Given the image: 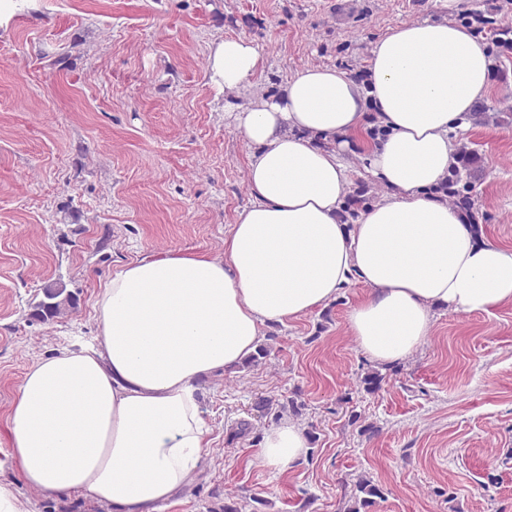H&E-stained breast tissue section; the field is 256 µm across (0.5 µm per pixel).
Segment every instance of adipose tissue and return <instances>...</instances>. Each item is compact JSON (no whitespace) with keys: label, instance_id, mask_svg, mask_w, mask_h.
Masks as SVG:
<instances>
[{"label":"adipose tissue","instance_id":"adipose-tissue-1","mask_svg":"<svg viewBox=\"0 0 512 512\" xmlns=\"http://www.w3.org/2000/svg\"><path fill=\"white\" fill-rule=\"evenodd\" d=\"M491 67L470 28L398 23L376 42L366 82L304 66L276 93L230 105L253 149L254 202L223 259L170 252L116 273L98 295L96 348L60 351L26 373L9 416L12 467L44 494L155 512L205 446L197 382L248 357L263 323L311 313L357 278L370 291L349 330L373 360L392 364L424 343L433 306L471 314L512 301V248L479 240L433 193L455 162L451 132L491 92ZM209 68L233 93L257 75L261 53L227 37ZM354 147L383 196L349 226L339 212ZM306 449L285 422L268 433L262 460L282 472Z\"/></svg>","mask_w":512,"mask_h":512}]
</instances>
